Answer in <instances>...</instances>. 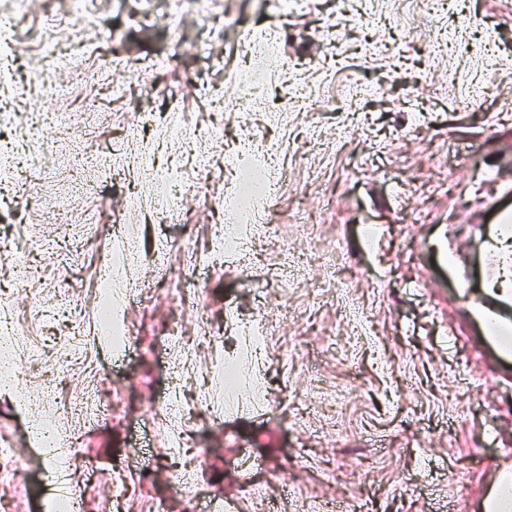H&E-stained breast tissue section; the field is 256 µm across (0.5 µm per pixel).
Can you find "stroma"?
I'll return each instance as SVG.
<instances>
[{
    "label": "stroma",
    "mask_w": 512,
    "mask_h": 512,
    "mask_svg": "<svg viewBox=\"0 0 512 512\" xmlns=\"http://www.w3.org/2000/svg\"><path fill=\"white\" fill-rule=\"evenodd\" d=\"M275 2L195 0L224 22L203 60L169 55L159 25L140 22L163 0H106L85 20L69 0L18 11L0 0V152L27 161L0 187V318L12 326L0 441L16 454L13 512H43L52 498L35 420H52L60 441L80 436L65 476L86 512H269L279 500L287 512L316 500L325 512H479L512 465V354L476 315L488 299L485 227L512 209V0H295L284 14ZM244 29L280 56L244 57ZM77 30L101 48L54 76L63 95L26 83L45 65L42 44ZM251 80L266 101L223 111L222 96L245 99ZM172 109L191 140L167 134ZM50 112L72 115L70 166L33 136ZM218 119L225 137H203ZM244 136L259 156L276 145L275 187L242 223L246 257L220 258L212 214L239 192L224 156ZM148 153L184 181L165 218L140 167ZM103 154L113 173L74 192V167ZM301 211L317 223H297ZM70 225L86 242L75 259L62 249ZM330 244L332 269L318 258ZM105 280L128 332L118 343L91 336ZM64 294L86 333L67 368V330L49 317ZM253 320L268 327L258 354L243 333ZM228 340L269 401L246 387L226 398ZM88 392L105 404L95 421L77 408ZM175 423L190 447H172ZM178 477L198 494L176 492Z\"/></svg>",
    "instance_id": "obj_1"
}]
</instances>
